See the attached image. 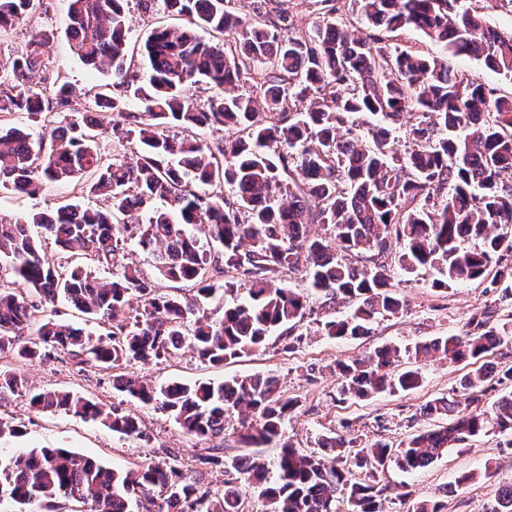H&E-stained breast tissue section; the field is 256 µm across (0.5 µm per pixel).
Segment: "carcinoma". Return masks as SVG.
<instances>
[{"label":"carcinoma","instance_id":"1","mask_svg":"<svg viewBox=\"0 0 512 512\" xmlns=\"http://www.w3.org/2000/svg\"><path fill=\"white\" fill-rule=\"evenodd\" d=\"M67 2L72 52L109 74L116 93L94 95L101 118L91 120L70 85L52 98L36 89L32 75L52 69L42 50L46 34L1 61L0 190L35 193L45 182L66 183L106 206L68 202L23 221L0 217V355L27 361L64 351L81 364L117 370L132 360L173 356L188 344L217 366L263 348L280 328L292 337L290 350L301 341L292 333L305 317L307 296L282 283L285 270L303 272L332 310L339 300L355 302L327 317L320 331L357 339L377 319L406 310L385 265L351 261L392 247L404 272L435 271L436 290L487 280L499 303L512 304V186L504 182L512 173V95L466 77L451 62L473 56L512 78V29L486 25L478 8L459 0H354L360 25L326 21L295 38L281 35L270 0H254L249 17L239 0H164L187 23L151 32L140 48L146 66L139 67L128 49L129 0ZM40 3L0 0V32L34 16ZM199 29L216 41L202 42ZM414 31L445 53H418L408 45ZM201 83L221 93L198 106L188 92ZM130 90L137 113L128 110ZM305 100L307 111L294 110ZM64 111L76 119L55 127L48 142L5 120L19 112L44 125ZM406 114L413 120L400 152L395 130ZM203 127L235 135H191ZM104 137L112 139L111 156ZM133 142L136 161L128 162L118 148ZM310 224L322 225L324 235L308 237ZM43 238L113 268L112 277L62 265L42 248ZM129 243L152 255L164 279L192 284L193 299L158 294L140 269L121 264ZM230 268L244 278L243 298L238 281L215 279ZM21 282L36 300L17 291ZM134 296L143 308L126 322ZM228 296L220 316L197 315L204 303ZM60 299L107 322L109 331L94 341L51 314L35 318ZM32 325L36 339L19 342V332ZM510 355L512 317L492 325L484 317L411 351L386 344L336 362L340 393L358 399L421 386V368H400L405 356H440L472 369L460 396L435 398L422 410L445 424L417 430L396 448L335 432L320 441L336 451L330 461L281 441V424L300 401L282 394L271 374L159 387L120 375L118 391L167 412L189 436L222 438L235 420L244 446L278 448L275 479L251 455L200 458L224 469L223 487L213 490L170 457L118 472L65 448H31L0 453V506L54 512L66 498L91 504L90 512H240L253 488L263 512H337L338 501L347 512H387L379 474L388 463L417 471L472 438L512 434V391L480 407L486 384L512 382V366L490 359ZM8 392L30 395L39 410H63L121 437H143L138 417L118 406L36 392L24 373L0 369V395ZM490 512H512V485L495 490Z\"/></svg>","mask_w":512,"mask_h":512}]
</instances>
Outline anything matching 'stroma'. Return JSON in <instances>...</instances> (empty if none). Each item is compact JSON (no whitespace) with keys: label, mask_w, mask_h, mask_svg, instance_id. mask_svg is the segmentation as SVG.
<instances>
[{"label":"stroma","mask_w":512,"mask_h":512,"mask_svg":"<svg viewBox=\"0 0 512 512\" xmlns=\"http://www.w3.org/2000/svg\"><path fill=\"white\" fill-rule=\"evenodd\" d=\"M66 0H42L37 13L16 24L7 35L0 36V58L9 59L25 49L31 36L38 32L53 33L46 53L54 62L50 74H37L35 80L44 94H52L55 83H68L79 93L94 96L105 91L106 75L88 70L72 53L65 36ZM336 19L357 20L353 0H291L283 23L284 34L308 35L328 15ZM129 47L138 51L143 40L154 30L183 24V17L155 5L145 11L131 0L128 11ZM70 186L43 183L34 195L0 191V217L22 218L46 211L74 200ZM393 283L400 287L407 301L406 311L396 317L378 320L370 334L357 340H338L320 335L319 327L326 310L320 296L308 299L304 319L298 326L303 339L292 350H285L284 339L271 336L264 350L235 362L213 366L201 361L188 349L178 355L149 364L132 361L123 366L126 374H136L151 385L169 381L194 383L220 381L247 372L271 373L278 377L282 390L299 398L296 413L282 425V439L307 451L318 449L321 437L348 423L351 433L362 441L385 440L399 444L412 429L429 428L433 419L421 411L431 400L460 390L467 370L464 366L438 359L422 367L423 382L408 392L383 393L369 399L341 395L340 384L331 371L336 361L345 360L384 344L411 348L415 344L451 333L461 332L468 321L481 317L492 305L494 295L483 283L473 282L449 291L425 287L417 275L404 273L392 255L382 256ZM20 370L36 390L74 392L107 405H117L141 419L144 438H124L101 424L84 421L63 412H42L32 408L27 396L10 395L0 401V420L21 429L18 437L0 439V451L13 453L31 448L63 447L92 455L110 467L125 470L145 463L155 456L174 457L185 473L204 485L222 487V468L201 467L197 458L208 448H228L244 453L233 429L223 438L196 439L186 435L168 413L146 406L115 389L111 371L86 365H73L67 354L20 363ZM387 487L389 512H409L412 500L442 497L444 512H488L492 491L512 484V437L491 433L473 438L463 450L448 454L419 471L406 472L389 465L380 476ZM411 491V500L401 499Z\"/></svg>","instance_id":"35a3bbf8"}]
</instances>
